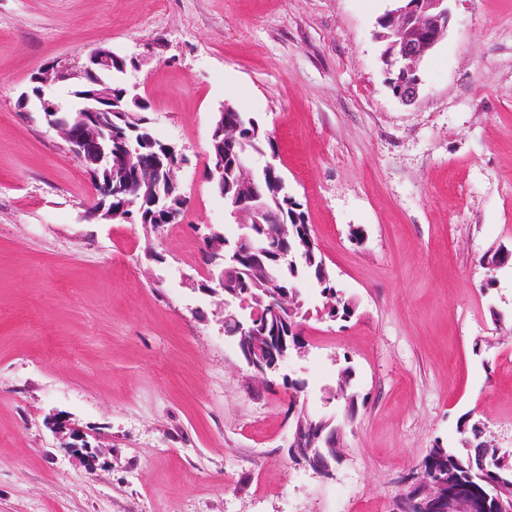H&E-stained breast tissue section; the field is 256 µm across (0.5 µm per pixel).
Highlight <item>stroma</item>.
<instances>
[{"label": "stroma", "mask_w": 512, "mask_h": 512, "mask_svg": "<svg viewBox=\"0 0 512 512\" xmlns=\"http://www.w3.org/2000/svg\"><path fill=\"white\" fill-rule=\"evenodd\" d=\"M390 0H0V512H387L434 444L480 419L512 450V0H450L418 98L386 82ZM157 57L131 79L177 142L188 208L154 227L90 218L89 177L31 74L105 45ZM233 103L276 143L350 322L309 319L269 382L224 334L199 228L239 233L201 172ZM351 361L354 417L329 402ZM297 407L334 417L324 478L286 450ZM93 432L77 453L48 426Z\"/></svg>", "instance_id": "stroma-1"}]
</instances>
